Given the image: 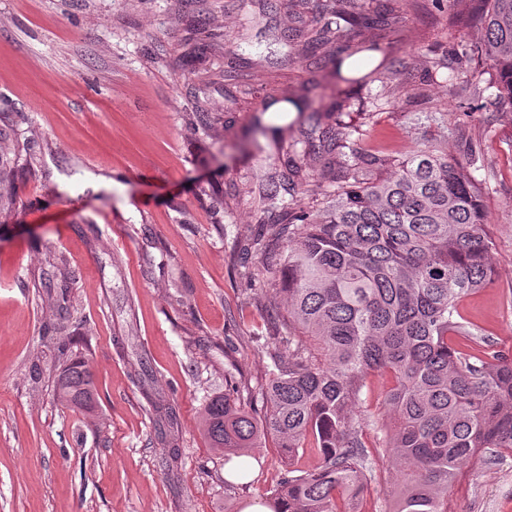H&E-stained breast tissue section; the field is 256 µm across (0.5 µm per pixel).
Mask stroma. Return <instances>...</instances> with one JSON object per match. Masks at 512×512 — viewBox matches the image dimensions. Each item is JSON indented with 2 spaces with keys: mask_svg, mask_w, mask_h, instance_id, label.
Here are the masks:
<instances>
[{
  "mask_svg": "<svg viewBox=\"0 0 512 512\" xmlns=\"http://www.w3.org/2000/svg\"><path fill=\"white\" fill-rule=\"evenodd\" d=\"M391 6L399 20L379 34L380 62L399 61L403 76L396 106L369 113L380 83L319 85L337 45L316 60L275 48L285 30L319 27V0L289 10L267 0H0V109L19 139L35 141L0 184L22 202L0 223V512H243L278 482L269 438L246 484L225 488L224 455L200 418L227 370L251 386L267 380L253 339L271 329L265 308L282 301V276L275 258L242 252L257 228L249 189L284 168L273 129L295 138L309 129L304 115L267 111L273 98L345 100L342 119L361 128L363 146L396 157L425 135L452 157L463 140L477 145L495 279L462 312L512 347V112L451 109L489 77L484 61L461 54L480 36L470 0ZM199 18L243 60L232 86L224 52L204 65L188 57L187 27ZM431 56L455 90L422 87ZM198 101L209 125L191 124ZM92 173L114 186L95 187ZM59 263L74 274L70 333L94 375L92 414L60 404L51 380L57 343L43 327L55 310L33 278ZM167 406L179 419L172 476L161 464ZM448 512H512V458L465 467Z\"/></svg>",
  "mask_w": 512,
  "mask_h": 512,
  "instance_id": "1",
  "label": "stroma"
}]
</instances>
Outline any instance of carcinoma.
Returning <instances> with one entry per match:
<instances>
[{"instance_id": "carcinoma-1", "label": "carcinoma", "mask_w": 512, "mask_h": 512, "mask_svg": "<svg viewBox=\"0 0 512 512\" xmlns=\"http://www.w3.org/2000/svg\"><path fill=\"white\" fill-rule=\"evenodd\" d=\"M474 2L482 38L462 53L480 54L495 79L471 85L469 99L512 112V0ZM391 16L387 5L371 18L363 0H324L320 30L290 29L280 40L312 58L323 43L349 42ZM285 103L307 113L310 133L288 142L285 171L259 182L258 230L245 248L266 255L286 245V315L269 309L275 332L254 337L271 360L257 394L265 412L242 408L249 387L226 390L203 404L206 438L230 454L278 442L283 474L259 501L273 512H359L358 497L377 481L373 448L391 449L399 472L393 512H448L462 466L512 450V350L474 333L462 314L464 298L493 283L476 152L450 157L425 136L395 157L362 146L356 128L339 133L341 100L324 110ZM301 154L324 163L307 171ZM367 171L375 177L359 178ZM317 189L327 202L313 211L302 197ZM60 276V293L47 294L56 321L44 331L58 335L63 359L75 342L65 325L73 273ZM373 376L389 380L382 424L356 411ZM55 391L85 413L98 406L80 360L62 368Z\"/></svg>"}]
</instances>
